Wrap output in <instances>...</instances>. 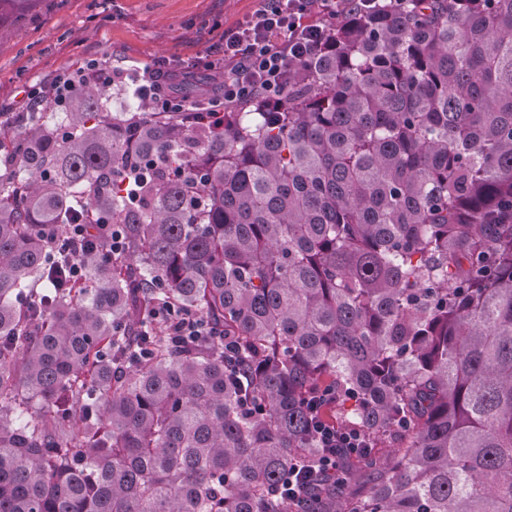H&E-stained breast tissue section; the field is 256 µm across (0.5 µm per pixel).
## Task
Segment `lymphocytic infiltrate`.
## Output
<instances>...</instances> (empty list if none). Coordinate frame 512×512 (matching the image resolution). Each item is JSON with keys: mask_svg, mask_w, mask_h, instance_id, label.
Here are the masks:
<instances>
[{"mask_svg": "<svg viewBox=\"0 0 512 512\" xmlns=\"http://www.w3.org/2000/svg\"><path fill=\"white\" fill-rule=\"evenodd\" d=\"M405 0H260L259 8L238 25L227 28L205 54L174 65L157 58L140 75L138 95L152 112H221L260 97L278 103L288 76L328 43L327 24L343 10L375 12L398 9ZM194 85V95L184 94ZM310 433L322 451L317 467L322 476L343 475L342 458L369 445L367 432L344 425L329 413L332 399L311 392L307 399Z\"/></svg>", "mask_w": 512, "mask_h": 512, "instance_id": "lymphocytic-infiltrate-1", "label": "lymphocytic infiltrate"}]
</instances>
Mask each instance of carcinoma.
Instances as JSON below:
<instances>
[{
    "mask_svg": "<svg viewBox=\"0 0 512 512\" xmlns=\"http://www.w3.org/2000/svg\"><path fill=\"white\" fill-rule=\"evenodd\" d=\"M329 35L220 123L128 77L0 131V512H512V0ZM314 388L371 449L292 501ZM168 317L173 321L171 340L174 344H182L193 336H200L202 325L199 320L180 318L174 312L167 310Z\"/></svg>",
    "mask_w": 512,
    "mask_h": 512,
    "instance_id": "1",
    "label": "carcinoma"
}]
</instances>
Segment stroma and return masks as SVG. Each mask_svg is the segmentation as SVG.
I'll return each mask as SVG.
<instances>
[{
    "label": "stroma",
    "mask_w": 512,
    "mask_h": 512,
    "mask_svg": "<svg viewBox=\"0 0 512 512\" xmlns=\"http://www.w3.org/2000/svg\"><path fill=\"white\" fill-rule=\"evenodd\" d=\"M259 0H43L0 39V117L16 119L27 93L64 70L118 55L144 66L173 62L218 41Z\"/></svg>",
    "instance_id": "1"
}]
</instances>
